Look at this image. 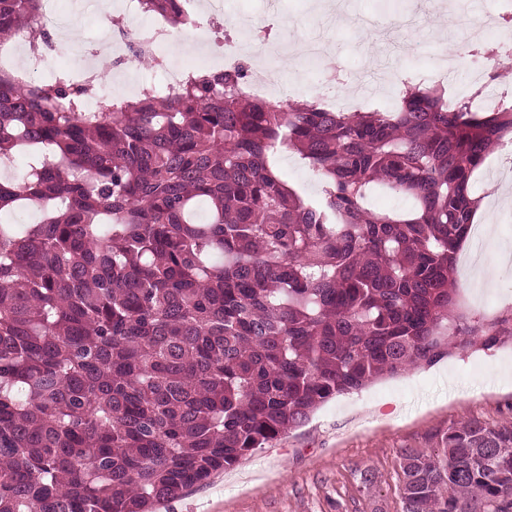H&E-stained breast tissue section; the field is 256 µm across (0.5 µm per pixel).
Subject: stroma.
Wrapping results in <instances>:
<instances>
[{"label":"stroma","mask_w":512,"mask_h":512,"mask_svg":"<svg viewBox=\"0 0 512 512\" xmlns=\"http://www.w3.org/2000/svg\"><path fill=\"white\" fill-rule=\"evenodd\" d=\"M341 13L371 15L390 35L366 57L351 53L359 30L332 20L315 0H284L272 41L289 43L319 35L339 49L341 68L352 80L350 95L370 85V71L406 68L413 78L438 62L437 40L459 49L462 36L449 31L441 14L421 11L416 0H343ZM100 17H81L73 39L56 42L40 66L74 68L104 37ZM508 166L501 152L490 154L475 174L488 235L470 234L459 253L458 309L486 324L512 315V259L491 266L478 282L474 262L512 248V206L489 205L488 184ZM478 420L512 425V340L484 349L474 343L440 362L378 380L363 390L336 397L303 426L270 447L260 448L234 467L215 473L184 497L156 504L155 512H401L400 461L403 449L434 448L449 426ZM371 472L372 484L361 481Z\"/></svg>","instance_id":"35a3bbf8"}]
</instances>
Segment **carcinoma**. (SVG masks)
Instances as JSON below:
<instances>
[{"label": "carcinoma", "mask_w": 512, "mask_h": 512, "mask_svg": "<svg viewBox=\"0 0 512 512\" xmlns=\"http://www.w3.org/2000/svg\"><path fill=\"white\" fill-rule=\"evenodd\" d=\"M137 2L196 25L182 0ZM40 11L0 0V45L51 47ZM246 81L192 71L130 99L0 70V165L27 158L0 178V512H150L337 396L512 337V317L455 311L471 181L511 105L408 82L394 110L332 112ZM288 151L318 195L284 179ZM376 188L413 208L371 210ZM440 444L402 452V512H512V426Z\"/></svg>", "instance_id": "obj_1"}]
</instances>
